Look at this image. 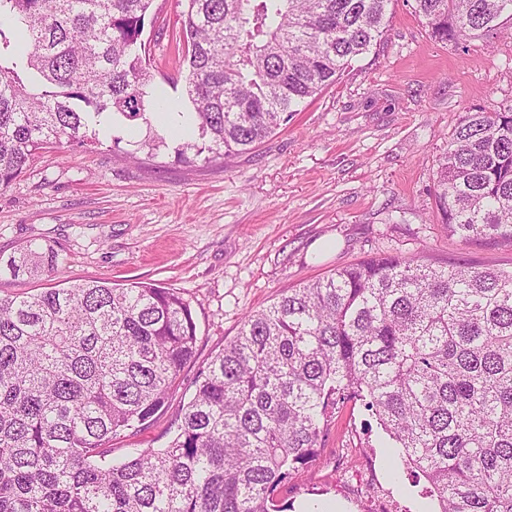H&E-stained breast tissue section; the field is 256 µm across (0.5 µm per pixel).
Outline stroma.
<instances>
[{
  "label": "stroma",
  "mask_w": 512,
  "mask_h": 512,
  "mask_svg": "<svg viewBox=\"0 0 512 512\" xmlns=\"http://www.w3.org/2000/svg\"><path fill=\"white\" fill-rule=\"evenodd\" d=\"M181 10L178 0H154L142 34L151 87L173 100L184 80L169 52ZM502 105H512V21L491 38L444 45L410 0H393L380 45L250 151L183 163L180 138L165 127L166 148L133 161L124 156L132 135L120 125L97 144L38 153L0 190V254L53 242L66 257L64 279L175 289L197 324V354L166 409L138 435L114 440L113 460L165 447L211 355L285 289L375 253L511 271L512 247L462 243L432 196L465 111ZM383 437L361 403L337 405L316 455L279 500L289 512H375L385 496L397 512H430L396 473Z\"/></svg>",
  "instance_id": "35a3bbf8"
}]
</instances>
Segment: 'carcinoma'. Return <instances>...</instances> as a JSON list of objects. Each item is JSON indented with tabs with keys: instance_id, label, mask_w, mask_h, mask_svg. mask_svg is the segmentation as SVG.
<instances>
[{
	"instance_id": "1",
	"label": "carcinoma",
	"mask_w": 512,
	"mask_h": 512,
	"mask_svg": "<svg viewBox=\"0 0 512 512\" xmlns=\"http://www.w3.org/2000/svg\"><path fill=\"white\" fill-rule=\"evenodd\" d=\"M191 163L239 154L336 84L381 41L392 0H183ZM456 44L512 19V0H413ZM153 0H0V190L50 145L99 141L104 118L146 127L138 53ZM432 196L462 242L512 245V106L473 107ZM54 243L0 273L59 283L0 298V512H287L277 492L321 445L329 409L372 412L434 512H512V271L378 254L245 315L182 405L168 444L112 441L165 406L197 350L190 303L153 283L69 284Z\"/></svg>"
}]
</instances>
